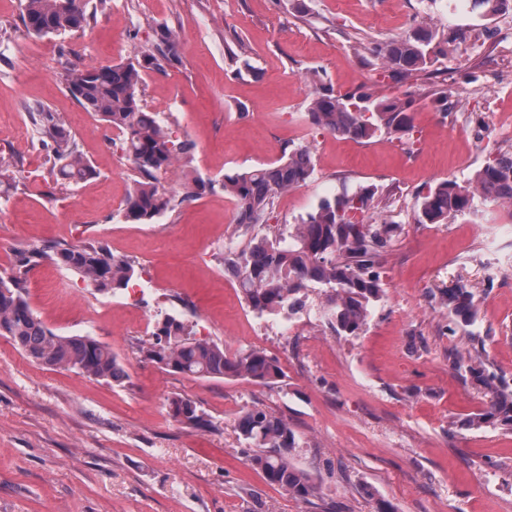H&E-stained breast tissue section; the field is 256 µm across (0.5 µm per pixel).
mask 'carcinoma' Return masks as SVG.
<instances>
[{
    "mask_svg": "<svg viewBox=\"0 0 512 512\" xmlns=\"http://www.w3.org/2000/svg\"><path fill=\"white\" fill-rule=\"evenodd\" d=\"M482 20L512 11V0H470ZM84 0L78 14L61 0H24L22 23L34 37L59 36L89 25L95 10ZM373 56L394 74L411 78L428 72L441 54L439 33L421 21L404 35L379 41ZM181 62V37L177 30L159 24L153 29L152 48L117 64L74 66L64 75L65 88L86 111L116 129L122 150L140 174L124 201L123 218L134 224H154L170 208L171 200L158 186L192 144L172 138L159 113L146 110L139 98L142 72L161 63ZM315 88L307 105V120L315 129L356 141L384 135L400 139L412 132L413 100L379 94L361 86L341 94L323 77L315 75ZM28 120L44 152L48 178L55 184H80L96 175L61 115L43 104L27 105ZM10 163L0 157V198L16 187ZM315 162L306 147L295 149L275 163L224 174V193L237 205L235 223L248 228L259 223L283 192L313 180ZM512 201V152L491 154L472 178L460 183L448 179L417 197L415 221L444 224L457 215L476 210L477 201ZM378 189L364 186L332 198L323 197L288 235H253L242 248L226 247L224 270L241 289L247 306L258 316L299 314L305 290L313 284L326 288L323 316L338 336L364 332L373 308L384 295L381 256L390 245L392 225L365 221L379 207ZM80 276L102 293L129 287L137 278L134 261L101 244L43 245L24 251L16 269L0 276V336L9 337L33 361L50 367L76 369L88 376L120 382L124 366L112 350L89 335L62 336L35 315L23 296L25 275L42 259ZM448 309V334L469 330L477 319L475 294L459 285L441 292ZM141 358L164 371L199 379L243 377L274 387L284 376L277 359L257 348L233 354L214 340L196 337L194 325L183 314L160 313L154 339L140 348ZM458 371L489 398L487 407L467 421L470 428L484 426L512 430V382L492 370L479 354L460 356ZM168 413L180 424L194 428L209 425L195 402L183 396L167 401ZM239 437L253 467L266 481L305 501L314 493L310 476L290 462L301 439L288 420L267 408L253 407L238 420ZM283 448L279 457L269 449Z\"/></svg>",
    "mask_w": 512,
    "mask_h": 512,
    "instance_id": "cac0c4a2",
    "label": "carcinoma"
}]
</instances>
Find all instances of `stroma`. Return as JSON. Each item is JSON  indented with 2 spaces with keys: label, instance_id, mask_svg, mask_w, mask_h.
I'll list each match as a JSON object with an SVG mask.
<instances>
[{
  "label": "stroma",
  "instance_id": "35a3bbf8",
  "mask_svg": "<svg viewBox=\"0 0 512 512\" xmlns=\"http://www.w3.org/2000/svg\"><path fill=\"white\" fill-rule=\"evenodd\" d=\"M85 29L29 36L21 0H0V154L17 163L16 189L0 202V275L20 251L47 243L107 246L137 263L138 285L101 294L44 260L25 277L31 308L56 333L90 335L125 366L122 382L51 369L0 336V512H512V432L470 429L486 406L453 366L471 350L449 335L437 295L464 284L478 299L483 356L512 376V240L495 227L512 216L498 204L450 218L414 220L416 196L446 179L463 181L490 151H512L485 99L512 113V13L484 21L461 0H93ZM431 20L450 38L429 76L398 80L370 54L373 42ZM165 23L182 40V63L148 69L142 104L191 141L160 178L171 209L153 224H129L122 204L138 174L121 135L67 93L68 68L112 64L147 49ZM243 42L255 66L237 74L227 56ZM335 89L359 85L414 102L413 139L367 142L314 132L305 121L311 75ZM435 88L448 94L437 111ZM60 113L96 177L70 186L45 181V157L25 106ZM309 147L314 180L283 194L262 223L226 240L236 206L224 175ZM199 175L213 186L188 199ZM375 185L389 196L381 216L397 226L381 274L385 295L357 337L322 321L290 329L257 317L224 271L230 244L284 232L323 196ZM184 310L198 336L228 352L257 347L276 358L281 387L244 378L168 373L139 354L159 312ZM196 402L211 425L173 421L168 398ZM288 418L302 440L292 463L309 473L308 500L268 484L242 455L237 422L247 408Z\"/></svg>",
  "mask_w": 512,
  "mask_h": 512
}]
</instances>
